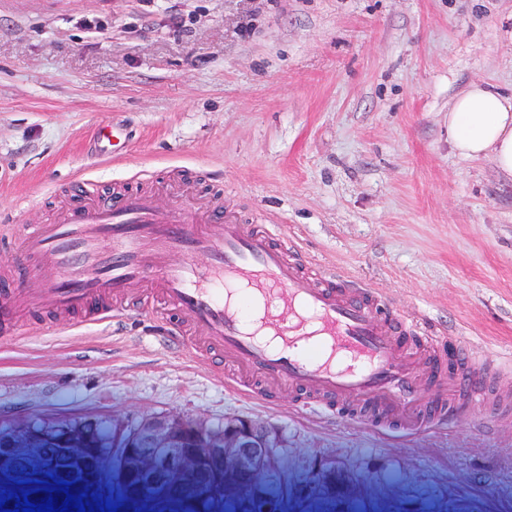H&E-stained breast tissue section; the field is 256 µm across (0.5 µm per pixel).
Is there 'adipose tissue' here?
Wrapping results in <instances>:
<instances>
[{
  "mask_svg": "<svg viewBox=\"0 0 512 512\" xmlns=\"http://www.w3.org/2000/svg\"><path fill=\"white\" fill-rule=\"evenodd\" d=\"M448 136L460 156L492 155L501 171L512 174V99L492 86L473 84L454 101Z\"/></svg>",
  "mask_w": 512,
  "mask_h": 512,
  "instance_id": "1",
  "label": "adipose tissue"
}]
</instances>
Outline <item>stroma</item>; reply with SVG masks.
<instances>
[{
  "instance_id": "stroma-1",
  "label": "stroma",
  "mask_w": 512,
  "mask_h": 512,
  "mask_svg": "<svg viewBox=\"0 0 512 512\" xmlns=\"http://www.w3.org/2000/svg\"><path fill=\"white\" fill-rule=\"evenodd\" d=\"M481 82L512 97V0H0V281L76 178L163 208L177 190L512 357V175L448 142ZM102 125L127 139L100 159ZM175 413L265 422L290 482L340 467L370 512H512V422L489 409L403 433L263 403L138 313L0 335V424Z\"/></svg>"
}]
</instances>
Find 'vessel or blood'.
<instances>
[{
    "label": "vessel or blood",
    "mask_w": 512,
    "mask_h": 512,
    "mask_svg": "<svg viewBox=\"0 0 512 512\" xmlns=\"http://www.w3.org/2000/svg\"><path fill=\"white\" fill-rule=\"evenodd\" d=\"M76 187L87 195L84 205L18 235V274L41 283L6 289L0 331L41 311L62 323L77 313L107 324L135 303L157 317L163 341L218 359L230 382L257 380L261 400L280 389L320 411L368 408L405 430L425 421L424 364L441 369L451 413L484 404L502 385L500 356L475 357L457 337L425 332L356 279L339 286L338 272L300 262L271 228L233 215L217 223L180 203L163 211L140 191L103 196L91 183ZM173 252L186 263H169ZM199 253L208 258L202 269L189 261ZM245 300L263 305L269 339L245 320ZM309 334L316 340L307 351L299 341Z\"/></svg>",
    "instance_id": "b4317fda"
}]
</instances>
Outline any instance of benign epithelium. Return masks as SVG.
Segmentation results:
<instances>
[{
	"mask_svg": "<svg viewBox=\"0 0 512 512\" xmlns=\"http://www.w3.org/2000/svg\"><path fill=\"white\" fill-rule=\"evenodd\" d=\"M85 424L40 420L27 425L0 424V470L19 471L28 460L45 458L60 447L69 461L92 464ZM108 446L118 449L120 481L128 487L125 512H135L147 487L165 493L170 478H180L197 507L224 493L249 509L270 499L271 481L278 470L273 432L245 417L221 424L177 414L151 416L131 432L109 435ZM334 468L318 466L312 478L293 486L303 497L325 490L345 494L347 483Z\"/></svg>",
	"mask_w": 512,
	"mask_h": 512,
	"instance_id": "1",
	"label": "benign epithelium"
}]
</instances>
